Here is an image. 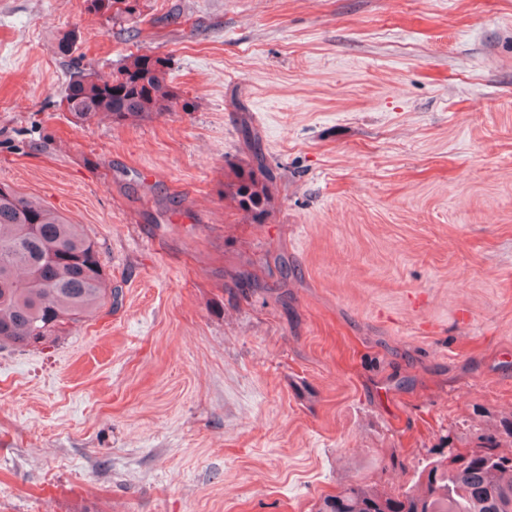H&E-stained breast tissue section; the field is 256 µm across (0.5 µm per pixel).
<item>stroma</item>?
Returning <instances> with one entry per match:
<instances>
[{"mask_svg":"<svg viewBox=\"0 0 512 512\" xmlns=\"http://www.w3.org/2000/svg\"><path fill=\"white\" fill-rule=\"evenodd\" d=\"M137 4L0 0V186L116 291L0 344V512H315L511 452L512 0ZM132 53L175 110L73 123L71 71ZM112 3V12L102 11L99 6L101 0H86L88 11H94L99 14H110L112 20H130L134 17L137 10V0H107ZM237 195L241 197L239 200L240 208L246 212L251 213L259 206L268 203V197L264 194L263 189H256L255 183L250 185H243L238 188Z\"/></svg>","mask_w":512,"mask_h":512,"instance_id":"35a3bbf8","label":"stroma"}]
</instances>
